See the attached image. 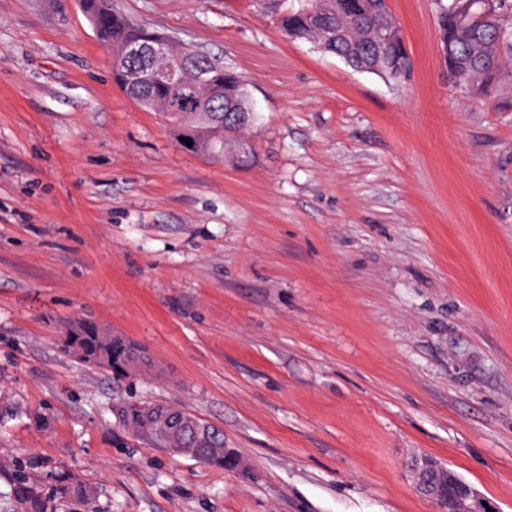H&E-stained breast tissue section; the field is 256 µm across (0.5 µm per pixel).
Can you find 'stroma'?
Returning <instances> with one entry per match:
<instances>
[{
  "label": "stroma",
  "mask_w": 512,
  "mask_h": 512,
  "mask_svg": "<svg viewBox=\"0 0 512 512\" xmlns=\"http://www.w3.org/2000/svg\"><path fill=\"white\" fill-rule=\"evenodd\" d=\"M298 5L115 0L246 82L240 165L114 84L80 0H0V455L101 512H436L426 454L512 512V85L449 83L436 0H389L401 85L289 39ZM81 318L156 372L79 362ZM131 394L220 427L244 469L135 439Z\"/></svg>",
  "instance_id": "1"
}]
</instances>
